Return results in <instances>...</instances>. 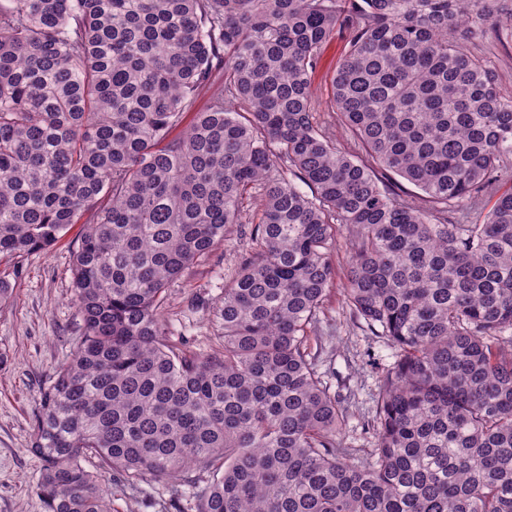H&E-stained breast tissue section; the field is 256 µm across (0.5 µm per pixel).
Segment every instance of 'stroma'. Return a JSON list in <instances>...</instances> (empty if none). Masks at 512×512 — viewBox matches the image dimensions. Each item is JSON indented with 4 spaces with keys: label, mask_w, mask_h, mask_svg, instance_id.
<instances>
[{
    "label": "stroma",
    "mask_w": 512,
    "mask_h": 512,
    "mask_svg": "<svg viewBox=\"0 0 512 512\" xmlns=\"http://www.w3.org/2000/svg\"><path fill=\"white\" fill-rule=\"evenodd\" d=\"M347 39L339 35L326 46L313 76L317 119L332 126L331 81ZM78 229H71L50 251L30 255L21 274L0 262V277H9L12 300L0 306V512H44L34 492L41 468L31 450V422L42 391L72 356L81 334V316L72 302V264ZM247 239L220 246L212 259L191 268L170 284L165 316L174 334L208 347L224 326L217 316L226 277L234 275L248 252ZM318 366L331 391L348 406L350 417L340 438L344 447L371 449L367 432L377 411L378 377L391 364L383 337L352 325L341 291H332L319 325ZM176 489L150 500L113 488L112 512H175Z\"/></svg>",
    "instance_id": "1"
}]
</instances>
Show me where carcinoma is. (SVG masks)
<instances>
[{"mask_svg":"<svg viewBox=\"0 0 512 512\" xmlns=\"http://www.w3.org/2000/svg\"><path fill=\"white\" fill-rule=\"evenodd\" d=\"M495 2L0 0V260L83 225V333L31 425L45 512H111L114 478L191 512H512V93L464 46L512 32ZM341 30L354 154L314 112ZM240 224L224 336L170 339L169 285ZM346 233L344 301L397 350L360 458L310 342Z\"/></svg>","mask_w":512,"mask_h":512,"instance_id":"obj_1","label":"carcinoma"}]
</instances>
